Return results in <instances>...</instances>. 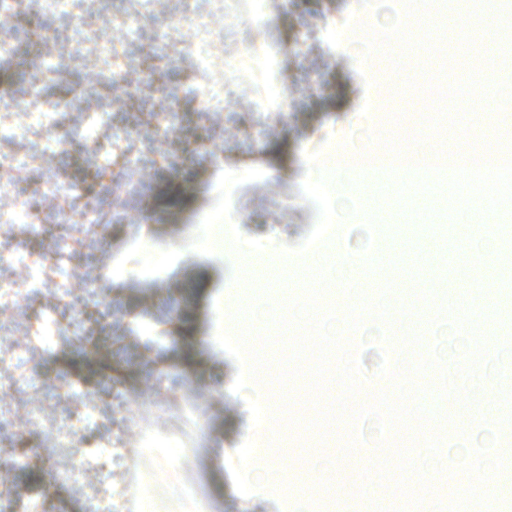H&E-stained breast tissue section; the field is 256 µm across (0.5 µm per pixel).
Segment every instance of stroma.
<instances>
[{
	"mask_svg": "<svg viewBox=\"0 0 512 512\" xmlns=\"http://www.w3.org/2000/svg\"><path fill=\"white\" fill-rule=\"evenodd\" d=\"M199 5L212 19L206 60L191 25ZM129 7L130 0H70L63 10L0 17V42L12 47L0 58V160L32 159L0 191V209L32 206L59 220L65 203H81L65 192L77 164L99 179L105 217L75 233L68 276L36 280L29 263L5 267L22 295L0 301V340L27 347L25 370L39 385L14 395L17 373L0 367V394L13 411L12 436H0V495H9L11 512H373V502L396 504L376 480L358 495L360 475L341 453L338 426L323 442L289 435L249 467L261 490L237 494L227 461L251 433L248 403L277 392L255 383L231 392L237 364L215 333L237 330L232 314L250 299L254 327L267 329L266 299L235 282L239 256L278 255L305 238L314 218L301 191L307 156L377 161L385 152L373 134L396 112L401 135L425 131L426 96L398 92L421 74L414 56L396 42L388 58L367 47L366 28L387 27L401 0H153L131 35L122 24ZM498 27L494 18L465 16L447 30L464 53L478 39L493 47ZM95 34L122 53V77L108 89ZM45 57L58 61L64 81L44 87L32 105L28 89ZM210 81L222 84L224 100L206 111ZM69 82L85 88L81 105L69 102ZM486 106L472 120L465 155L482 141L498 155L512 140V105ZM164 109L180 115L173 131L160 126ZM358 192L380 199L386 222H353L354 200L339 198L332 238L354 266L332 275L325 301L341 314L351 302L344 286L373 298L374 277L393 285L391 325L371 319L358 336L363 381L389 388L380 375L383 338L413 328L414 314H430L419 292L463 305L484 324L490 347L477 380L459 374L471 341L449 321L426 330L420 351L393 352L392 363L434 351L463 386L465 403L426 397L456 419L444 453L464 459L473 445L501 447L512 440L500 425L512 415V326L498 320L500 269L486 242L512 225V206L488 211L476 202L453 214L433 191L399 201L368 182ZM215 219L232 248L203 261L196 251ZM162 243L175 245L179 259L158 253ZM116 262L125 274L117 283ZM86 287L103 288L111 304L106 327L83 323L95 338L87 354L59 316L69 293ZM88 404L98 428L54 434L67 412ZM32 411L42 418L35 428L25 425Z\"/></svg>",
	"mask_w": 512,
	"mask_h": 512,
	"instance_id": "stroma-1",
	"label": "stroma"
}]
</instances>
